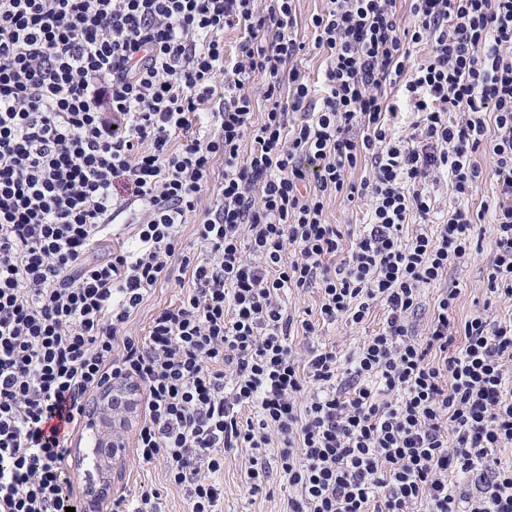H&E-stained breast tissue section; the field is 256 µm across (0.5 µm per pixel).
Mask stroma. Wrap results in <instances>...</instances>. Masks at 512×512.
<instances>
[{
    "label": "stroma",
    "instance_id": "1",
    "mask_svg": "<svg viewBox=\"0 0 512 512\" xmlns=\"http://www.w3.org/2000/svg\"><path fill=\"white\" fill-rule=\"evenodd\" d=\"M368 218L365 202L351 201L345 195L327 197L325 219L327 223L339 225L344 231H358ZM496 229L491 216H484L474 226L472 249L465 258L453 265L447 275L424 288L418 309L408 319L412 335H426L434 312V305L441 292L449 288L459 289L454 316L465 322L479 309H486L492 318L512 314V302L490 297L487 291L489 261L494 249ZM186 292L178 280L159 283L142 307L133 314L129 327L133 334L144 335L152 315L158 308L178 303ZM286 305L297 319L318 322L317 335L295 336L294 345L305 350L316 344L336 349L338 356L352 355L360 338L376 334L386 322L389 311L386 306L375 305L368 318L358 326L346 324L344 320L322 321L320 316V292L317 288H306L288 292ZM96 429L94 437L76 434L70 449L65 483V504L82 512L89 487H96L103 500L126 496L128 500H139L142 493L158 492L156 512H189L190 504L185 487L170 484L166 477V464L156 460L146 464L136 453V437L144 419V408H137L131 417L112 420L103 410L100 396H93ZM120 435L124 441L122 458L101 457L100 469H92L93 445ZM252 451L248 448H229L224 452V469L218 482L224 488L222 512H285L289 488L278 469H271L263 492L253 495L248 491L246 471Z\"/></svg>",
    "mask_w": 512,
    "mask_h": 512
}]
</instances>
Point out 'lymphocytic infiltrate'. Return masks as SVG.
Instances as JSON below:
<instances>
[{"label":"lymphocytic infiltrate","instance_id":"lymphocytic-infiltrate-1","mask_svg":"<svg viewBox=\"0 0 512 512\" xmlns=\"http://www.w3.org/2000/svg\"><path fill=\"white\" fill-rule=\"evenodd\" d=\"M292 2L0 0V512H63L71 437L115 381L145 391L137 455L165 461L191 512H219L228 448L251 449L255 494L277 462L287 512H512V465L496 456L512 446V316L457 322L451 288L427 336L407 326L422 289L469 254L487 178L488 291L512 301V0H411L406 22L396 0H327L310 21L319 98L295 65L309 45ZM257 77L260 115L244 91ZM388 85L419 114L411 137L385 122ZM366 160L370 177L349 181ZM443 178L456 206L404 238ZM334 193L368 203L348 248L325 221ZM130 207L131 244L99 250ZM197 211L192 247L180 227ZM176 270L192 291L133 335L131 316ZM314 285L326 321L388 308L348 361L293 348L284 298Z\"/></svg>","mask_w":512,"mask_h":512}]
</instances>
